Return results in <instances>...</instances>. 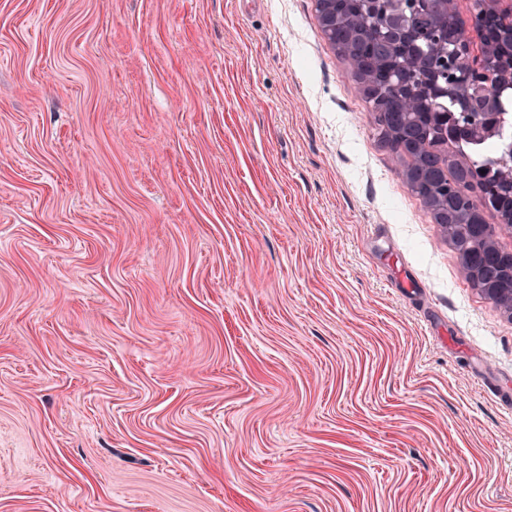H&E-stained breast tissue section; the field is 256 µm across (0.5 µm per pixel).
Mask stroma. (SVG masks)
Instances as JSON below:
<instances>
[{
  "label": "stroma",
  "mask_w": 512,
  "mask_h": 512,
  "mask_svg": "<svg viewBox=\"0 0 512 512\" xmlns=\"http://www.w3.org/2000/svg\"><path fill=\"white\" fill-rule=\"evenodd\" d=\"M315 0H0V512H512V316Z\"/></svg>",
  "instance_id": "obj_1"
}]
</instances>
